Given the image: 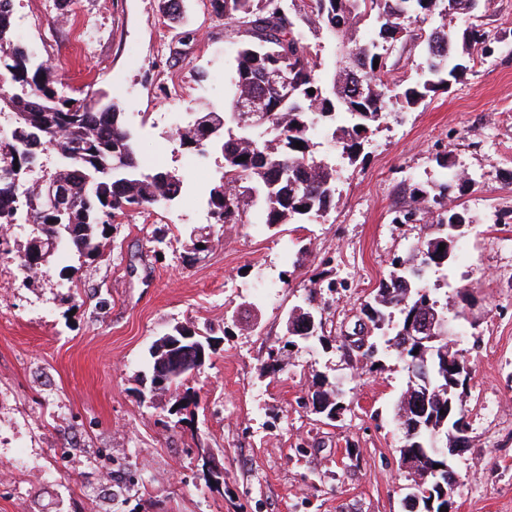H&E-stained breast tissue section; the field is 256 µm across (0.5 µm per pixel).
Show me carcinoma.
I'll list each match as a JSON object with an SVG mask.
<instances>
[{"instance_id":"obj_1","label":"carcinoma","mask_w":512,"mask_h":512,"mask_svg":"<svg viewBox=\"0 0 512 512\" xmlns=\"http://www.w3.org/2000/svg\"><path fill=\"white\" fill-rule=\"evenodd\" d=\"M12 0H0V114L12 119L10 139H0V224H28L32 240L55 239L58 245L88 259L99 252V236L117 217L172 202L184 181L169 170L141 166L134 134L117 102L104 103L95 96L79 100L58 92V74L45 64L33 62L28 50L13 34ZM212 12L224 25L242 28L247 40L236 44L232 102L254 98L261 102L266 123L249 126L235 112L204 110L192 124L177 130L183 148L206 154L214 149L224 159V180L209 190L208 205L217 224H303L322 216L333 204L336 168L313 151L317 127L332 130L342 153L354 161L363 151L373 128L388 110L411 108L426 97L448 89L470 70L471 59L456 54V42L468 49L480 43L477 25L470 22L479 0H209ZM438 14L458 22L453 34L445 25L423 37L426 78L404 85L386 78V47L413 37L411 20ZM320 29L336 40V56L329 80L317 73L318 53L305 42L294 18ZM371 23L373 36L358 37ZM378 66H373L374 61ZM288 72L293 94L279 90L278 74ZM315 90L309 94L308 90ZM220 127V134L206 131ZM301 143L296 147L295 143ZM54 150L58 166L54 175L64 183L70 199L67 211L58 215L29 208L23 193L33 161ZM246 160L241 161L239 157ZM448 170L449 182L432 188H410L413 205L395 211L394 224H407L432 215L434 233L417 253L404 260L398 272L381 283L365 316L376 330L384 329L392 314L400 320L408 314L411 298L425 291L422 274L448 265L447 252L453 217L470 224L471 216L448 198L451 183H474L455 170L451 154L437 158ZM456 352L448 341L439 344L432 357L433 383L444 380L448 359ZM462 391L431 392L430 409L438 412L448 403L446 421L436 419L424 434L445 439V447L458 445V434L468 429L462 408ZM458 483L451 475L445 490H433L434 512L450 504L443 493Z\"/></svg>"}]
</instances>
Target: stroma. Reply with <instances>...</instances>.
<instances>
[{
  "label": "stroma",
  "instance_id": "1",
  "mask_svg": "<svg viewBox=\"0 0 512 512\" xmlns=\"http://www.w3.org/2000/svg\"><path fill=\"white\" fill-rule=\"evenodd\" d=\"M14 0L12 29L62 76L63 95L118 98L147 169L184 178L181 197L117 218L101 256L53 255L16 272L30 238L0 241V512H402L396 404L408 375L386 346L355 364L339 335L365 324V301L394 258L428 238V222L393 223L411 185L446 181L451 153L476 186L457 193L473 218L448 268L426 278L457 328L470 370V446L454 457L457 512H512V36L476 57L463 80L390 114L363 161L344 166L334 205L305 224H215V155L179 148L193 112L228 109L234 45L209 0ZM392 76L423 75V46L389 54ZM209 235L195 251L191 232ZM303 243L301 267L286 247ZM325 344L286 348L287 319L307 294ZM217 340L172 413L152 394L148 350L174 324ZM341 382L328 420L309 400ZM211 448L224 482L195 450Z\"/></svg>",
  "mask_w": 512,
  "mask_h": 512
}]
</instances>
